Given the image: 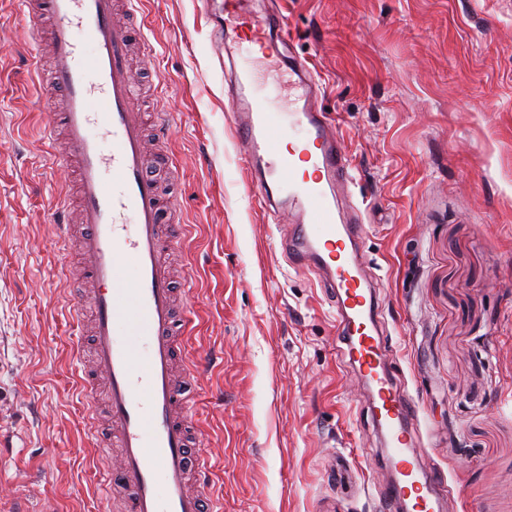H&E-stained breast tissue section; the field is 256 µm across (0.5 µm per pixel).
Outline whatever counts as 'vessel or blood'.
I'll use <instances>...</instances> for the list:
<instances>
[{"instance_id":"1","label":"vessel or blood","mask_w":512,"mask_h":512,"mask_svg":"<svg viewBox=\"0 0 512 512\" xmlns=\"http://www.w3.org/2000/svg\"><path fill=\"white\" fill-rule=\"evenodd\" d=\"M140 2L21 5L30 18L32 61L51 58L53 92L46 105L56 123L45 136L62 140L58 161L77 176L76 201L61 197L56 214L65 243L70 212L79 210L81 263L94 285L93 348L112 424L110 436L91 433L105 469L102 492L122 488L120 512H223V502L207 493L209 466L192 464L189 452L194 405L187 387L208 361L186 362L182 375L174 373L177 337L186 323L175 311L164 253L181 244L187 227L163 220L143 138L145 119L165 139L175 117L163 107L140 112L129 62L135 34L114 18L118 6L132 15ZM223 9L237 19L235 34L214 46L239 88L227 121L264 212L279 227L288 266L315 275L336 307L341 353L367 388L393 473L376 491L380 510L441 512L447 481L416 451L419 410L391 369L381 321L385 299L367 275L363 213L336 208L337 191L353 178L335 130L316 106L317 82L306 62L290 57L294 91L287 108L274 111L268 97L254 90L248 64L254 46L275 53L291 34L280 15L256 17L246 0H224Z\"/></svg>"}]
</instances>
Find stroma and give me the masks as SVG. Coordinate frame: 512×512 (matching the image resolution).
<instances>
[{"mask_svg": "<svg viewBox=\"0 0 512 512\" xmlns=\"http://www.w3.org/2000/svg\"><path fill=\"white\" fill-rule=\"evenodd\" d=\"M221 0H144L155 65L132 75L179 115L163 183L189 226L182 356L216 355L191 395L224 512H377L389 477L336 309L288 267L226 120L211 41ZM322 84L365 211L392 367L419 408L421 449L449 481L445 512H512V0H264ZM29 26L0 0V512H107L87 434L90 289L60 249L55 194L72 184L44 138L49 89ZM209 164H201L200 156Z\"/></svg>", "mask_w": 512, "mask_h": 512, "instance_id": "obj_1", "label": "stroma"}]
</instances>
